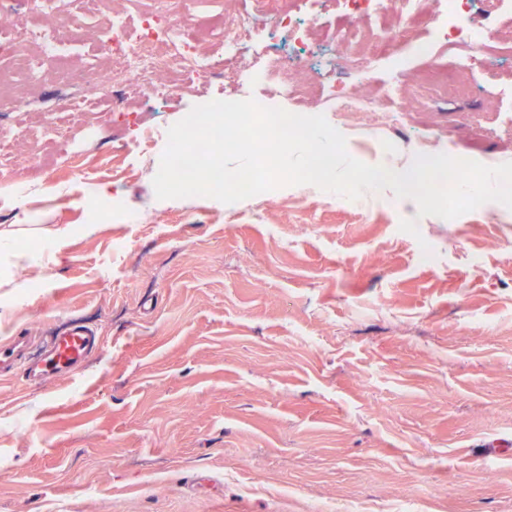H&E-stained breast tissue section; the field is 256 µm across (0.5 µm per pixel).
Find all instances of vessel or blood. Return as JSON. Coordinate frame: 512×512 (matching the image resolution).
Returning a JSON list of instances; mask_svg holds the SVG:
<instances>
[{
    "instance_id": "vessel-or-blood-1",
    "label": "vessel or blood",
    "mask_w": 512,
    "mask_h": 512,
    "mask_svg": "<svg viewBox=\"0 0 512 512\" xmlns=\"http://www.w3.org/2000/svg\"><path fill=\"white\" fill-rule=\"evenodd\" d=\"M96 344L95 336L88 330L76 327L52 337L43 347L39 357L24 363L17 344L0 347V363L6 366L23 365L27 379L45 383L58 375L76 371L86 360Z\"/></svg>"
}]
</instances>
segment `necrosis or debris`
Segmentation results:
<instances>
[{
  "instance_id": "1",
  "label": "necrosis or debris",
  "mask_w": 512,
  "mask_h": 512,
  "mask_svg": "<svg viewBox=\"0 0 512 512\" xmlns=\"http://www.w3.org/2000/svg\"><path fill=\"white\" fill-rule=\"evenodd\" d=\"M26 2L0 0V58L10 61L9 67L0 66V103H8L23 115L31 112L32 105L14 94V87L38 86L42 66L60 58L62 28L75 22L66 7L68 0H39L42 23L17 25L15 18ZM86 2L106 34L102 49L108 61L102 67H85L79 75L81 94L62 98L56 106V113L72 124H89L99 105L111 106L116 112L129 111L134 100L162 107L221 78L233 82L247 76L260 84L269 73L277 72L284 76L279 85L282 97L294 99L302 93L300 85L286 78L290 69L306 68L309 62L306 29L292 19L297 0H279L280 8L273 14L265 11L263 0H243L238 8L211 20L180 10L178 0H152V9L142 12L134 29L126 14L103 11V0ZM343 2L355 21L380 19L377 38L394 51L411 23L437 27L445 12L463 11L469 0H434L431 10L425 7L427 0ZM439 42L447 46L461 73L512 56V42L502 41L490 24H449L440 29ZM376 61L373 55L347 56L339 71L316 68V79L337 112L384 113L383 104L353 88L354 83L369 80Z\"/></svg>"
}]
</instances>
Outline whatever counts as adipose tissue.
<instances>
[{
  "label": "adipose tissue",
  "instance_id": "1",
  "mask_svg": "<svg viewBox=\"0 0 512 512\" xmlns=\"http://www.w3.org/2000/svg\"><path fill=\"white\" fill-rule=\"evenodd\" d=\"M73 227L69 224L42 226L39 224H19L15 228L0 230V285L7 288L26 290V283L16 282L11 276L12 269L27 268L44 271L62 256L72 238ZM38 235L46 244L41 254H34L18 246L19 237Z\"/></svg>",
  "mask_w": 512,
  "mask_h": 512
}]
</instances>
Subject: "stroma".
Listing matches in <instances>:
<instances>
[{"mask_svg": "<svg viewBox=\"0 0 512 512\" xmlns=\"http://www.w3.org/2000/svg\"><path fill=\"white\" fill-rule=\"evenodd\" d=\"M421 37L366 87L399 88L369 133L388 152L359 149L368 133L321 94L295 110L374 166L512 162V57L473 70L468 96L407 112ZM201 102L107 113L71 131L77 168L29 186L37 223L100 229L26 297L0 288V341L76 323L103 344L75 377L0 375V512H512V209L447 220L388 189L357 204L300 185L157 199L167 131ZM142 123L157 134L137 164L112 137ZM103 184L95 217L79 202Z\"/></svg>", "mask_w": 512, "mask_h": 512, "instance_id": "obj_1", "label": "stroma"}]
</instances>
